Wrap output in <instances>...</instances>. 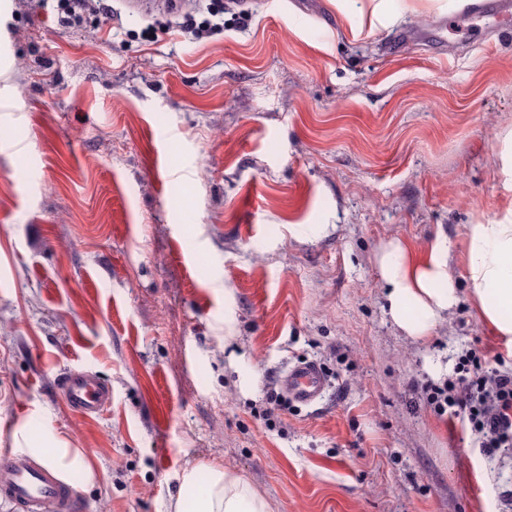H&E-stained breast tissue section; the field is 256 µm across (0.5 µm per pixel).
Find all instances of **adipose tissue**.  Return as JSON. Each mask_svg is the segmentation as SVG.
Listing matches in <instances>:
<instances>
[{
    "label": "adipose tissue",
    "mask_w": 512,
    "mask_h": 512,
    "mask_svg": "<svg viewBox=\"0 0 512 512\" xmlns=\"http://www.w3.org/2000/svg\"><path fill=\"white\" fill-rule=\"evenodd\" d=\"M336 0L344 21L366 20L370 29L386 30L407 16L424 11L447 10V0ZM382 278L389 290V312L408 336L422 338L445 321L458 302L457 286L448 271L443 249L428 257L411 258L401 242L391 241L378 255ZM470 293L480 318L500 336L512 342V214L489 224L471 225L466 244ZM16 449L51 466L61 475L77 472L90 483L95 473L79 449L51 427L33 431L29 423L13 432ZM267 502L242 477L218 466H200L184 472L172 512H268Z\"/></svg>",
    "instance_id": "adipose-tissue-1"
}]
</instances>
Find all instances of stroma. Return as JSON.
Segmentation results:
<instances>
[{
    "mask_svg": "<svg viewBox=\"0 0 512 512\" xmlns=\"http://www.w3.org/2000/svg\"><path fill=\"white\" fill-rule=\"evenodd\" d=\"M141 2L65 29L54 0H0V450L22 419L67 435L96 472L87 512H171L204 463L269 512H512V455L421 396L472 344L512 370L465 256L469 226L512 209L493 163L512 26L458 28L467 0L443 43L332 0ZM218 9L222 29L182 31ZM391 240L450 248L459 300L427 339L389 316ZM306 359L323 400L264 420ZM74 370L110 387L99 417L67 409Z\"/></svg>",
    "mask_w": 512,
    "mask_h": 512,
    "instance_id": "obj_1",
    "label": "stroma"
}]
</instances>
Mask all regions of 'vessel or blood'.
<instances>
[{
  "instance_id": "1",
  "label": "vessel or blood",
  "mask_w": 512,
  "mask_h": 512,
  "mask_svg": "<svg viewBox=\"0 0 512 512\" xmlns=\"http://www.w3.org/2000/svg\"><path fill=\"white\" fill-rule=\"evenodd\" d=\"M512 16V0H469L459 15L461 25L482 19L500 20ZM288 398L301 405L318 403L327 387V375L313 360L291 366L280 378ZM61 388L68 406L83 417L102 413L112 402L110 388L93 373H67ZM0 503L22 505L28 512H75L77 492L74 483L61 479L57 472L33 464L20 454H0Z\"/></svg>"
}]
</instances>
